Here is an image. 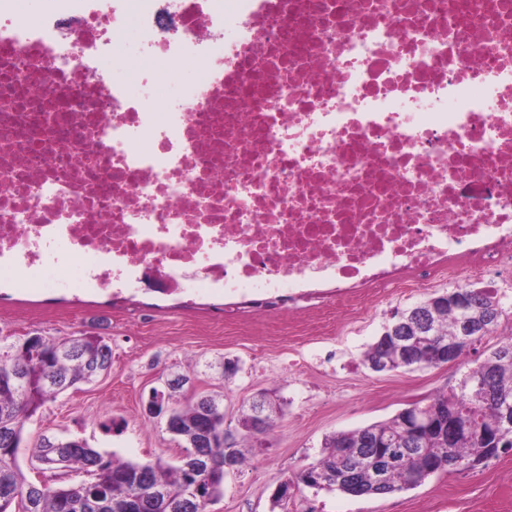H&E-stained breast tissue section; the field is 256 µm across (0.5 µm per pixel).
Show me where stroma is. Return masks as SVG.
Returning <instances> with one entry per match:
<instances>
[{
    "label": "stroma",
    "mask_w": 512,
    "mask_h": 512,
    "mask_svg": "<svg viewBox=\"0 0 512 512\" xmlns=\"http://www.w3.org/2000/svg\"><path fill=\"white\" fill-rule=\"evenodd\" d=\"M80 268L48 269L30 288H0V338L102 336L112 347L106 374L61 393L28 421L17 455L28 479L61 483L62 470L35 459L46 437L80 438L119 460L177 463L182 441L145 405L152 390L183 376L174 401L223 394L231 426L253 395L267 393L273 404L266 445H246L245 465L226 478L206 512H512V451L390 495L352 497L299 485L287 500H273L278 483L315 461L326 436L386 421L458 386L466 369L455 364L375 373L362 363L396 313L447 291V282L405 286L359 309L337 306L330 290L324 301L304 303L292 321L280 310L248 314L237 298L206 288L85 291ZM234 358L241 369L224 378L221 366Z\"/></svg>",
    "instance_id": "35a3bbf8"
}]
</instances>
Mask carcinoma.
<instances>
[{"label": "carcinoma", "mask_w": 512, "mask_h": 512, "mask_svg": "<svg viewBox=\"0 0 512 512\" xmlns=\"http://www.w3.org/2000/svg\"><path fill=\"white\" fill-rule=\"evenodd\" d=\"M448 299L472 298L475 316L492 313L496 295L483 288H455L444 292ZM460 316L453 307L437 318L436 336L412 344L418 359L425 357L434 344L451 343L459 335ZM34 346L16 347L10 360L0 367V512H161L160 506L170 497L178 504L177 512H205L206 502L219 497L224 488V406L214 402V411L191 400L172 412L182 422L194 421L214 433L212 448L199 452L212 457L216 467L199 470L190 459L170 466L158 459L137 463L107 458L89 446L69 448L54 443L42 445L40 461L69 469L75 478L54 488L43 482L27 480L17 460L19 441L30 417L46 402L54 399V389L84 384L91 376L92 364L112 359L109 346L99 340H77L65 352L54 351L44 343L41 359L35 360ZM380 359L389 370L406 367L384 338L369 345L363 354L366 367ZM488 382L491 396L478 393L476 386ZM435 414L457 413L472 420L473 429L454 439L434 432H423L409 440L385 448L373 447L378 436H402L401 410L389 420L374 423L349 434L325 440L321 456L309 467L286 478L294 485L336 490L361 497L386 495L420 484L438 472L460 470L468 464L479 465L502 452L492 448L484 437L486 427L506 419L512 422V338L502 341L483 361L468 368L459 389L435 395L429 402L415 403ZM254 434L238 429L233 436L231 453L235 467L244 462L241 442Z\"/></svg>", "instance_id": "cac0c4a2"}]
</instances>
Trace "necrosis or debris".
Masks as SVG:
<instances>
[{
  "mask_svg": "<svg viewBox=\"0 0 512 512\" xmlns=\"http://www.w3.org/2000/svg\"><path fill=\"white\" fill-rule=\"evenodd\" d=\"M0 0V288L503 293L512 0ZM190 61L180 103L114 80Z\"/></svg>",
  "mask_w": 512,
  "mask_h": 512,
  "instance_id": "4bbe7bcc",
  "label": "necrosis or debris"
}]
</instances>
